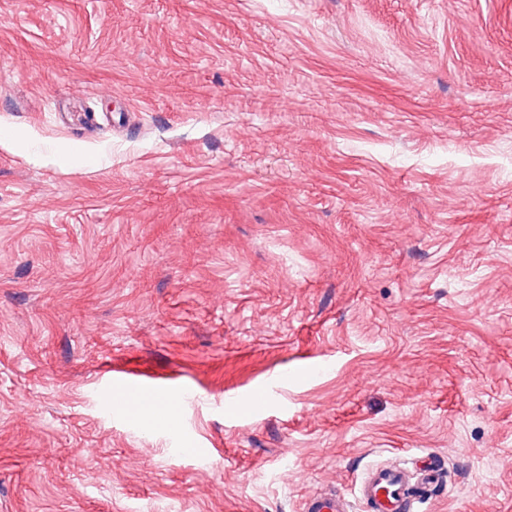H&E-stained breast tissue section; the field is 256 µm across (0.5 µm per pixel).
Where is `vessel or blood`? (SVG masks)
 <instances>
[{
	"label": "vessel or blood",
	"mask_w": 512,
	"mask_h": 512,
	"mask_svg": "<svg viewBox=\"0 0 512 512\" xmlns=\"http://www.w3.org/2000/svg\"><path fill=\"white\" fill-rule=\"evenodd\" d=\"M113 411L127 412L136 406L148 407L158 419H167L177 402L160 394L153 386L137 378L122 379L112 392ZM439 481V470L433 457L422 458L414 465H377L370 468L357 488L360 499L370 512H418L419 490ZM349 504L338 493L310 495L304 512H348Z\"/></svg>",
	"instance_id": "obj_1"
}]
</instances>
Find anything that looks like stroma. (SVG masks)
<instances>
[{
  "instance_id": "stroma-1",
  "label": "stroma",
  "mask_w": 512,
  "mask_h": 512,
  "mask_svg": "<svg viewBox=\"0 0 512 512\" xmlns=\"http://www.w3.org/2000/svg\"><path fill=\"white\" fill-rule=\"evenodd\" d=\"M425 454L420 512H512V0H0V512ZM149 399L151 404L146 400ZM112 410L116 412H129L134 406L147 408L160 420L168 418L175 409L177 401L171 396L160 394L153 386L137 378H124L112 391Z\"/></svg>"
}]
</instances>
